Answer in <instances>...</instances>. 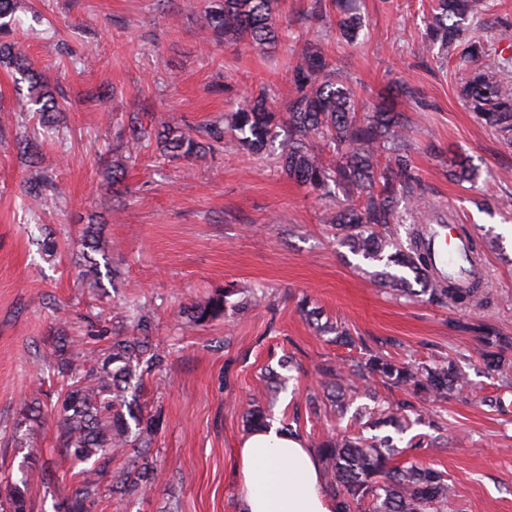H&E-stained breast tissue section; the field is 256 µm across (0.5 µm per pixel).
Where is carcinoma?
Listing matches in <instances>:
<instances>
[{"instance_id":"cac0c4a2","label":"carcinoma","mask_w":512,"mask_h":512,"mask_svg":"<svg viewBox=\"0 0 512 512\" xmlns=\"http://www.w3.org/2000/svg\"><path fill=\"white\" fill-rule=\"evenodd\" d=\"M477 0H434L425 19V47H439L476 62L462 88V98L484 125L512 143V84L504 81L501 63L485 58L483 43L467 35L464 21L474 11ZM340 13L337 26L347 42L358 39L361 17L345 0H333ZM279 0H210L204 10V31L224 35L234 43H245L261 51L275 48L280 41ZM11 69L29 83L27 100L42 114L40 126L49 131L50 114L60 105L50 89L47 76L31 67L27 56L11 41H0V66ZM296 95L284 108L275 106L267 89L251 94L246 104L227 116V128L237 135L242 149L251 154L264 152L278 131H288L281 144L279 166L288 178L324 195L336 187L345 199L330 215L336 238L349 251L370 262H382L383 285L409 300L423 298L430 303L457 308L481 306L488 291L482 281L460 286L453 276H435L426 248L428 225L410 227L408 244L397 237L398 201L403 197L418 205L422 200L418 179L410 163L411 118L395 111L389 102L372 107L358 96L353 85L336 75V69L321 45L307 41L292 66ZM155 138L162 151L173 156L202 158L214 144L224 139V131L209 132L202 142L192 133L165 126ZM457 181L476 179V168L464 160L450 171ZM87 253L84 276L90 285L100 280V263L91 253L100 252L99 240L88 230L84 235ZM397 272L391 273L389 269ZM237 294L226 288L208 300L191 306L187 321L203 326L226 317L229 297ZM300 311L321 333H332L339 344L355 343L342 324L321 323L320 308L303 298ZM149 317L133 323L136 334L114 336L106 352L74 365L67 339L58 337L50 370L62 385L53 403L59 428V445L65 458L84 465L81 479L71 493L58 502L56 512H95L100 498L99 478L108 473L110 461L121 453L132 458V465L111 476L109 491L120 498L148 494L157 469L150 464L147 451L163 425L161 413H143L135 405L138 387L144 378L160 374L166 356L149 338ZM453 329L471 331L482 341L481 359L485 368L505 383L512 382V337L502 336L487 322L450 324ZM327 377L339 376L342 382L331 386L326 398L336 411H347L348 391L374 382L397 388L409 387L433 402L448 399L468 386L466 375L452 359L433 361L397 360L369 352L348 376L326 364L319 368ZM412 405L376 403L355 413L372 429L392 427L397 434L407 430ZM247 427L256 429L267 422V412L258 398L244 407ZM319 455L331 476L327 491L336 497L340 512H357L362 505L368 512H448L453 487L445 472L417 459L393 466L391 459L401 453L392 436L331 433L319 444ZM27 476L0 483V512H29Z\"/></svg>"}]
</instances>
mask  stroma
<instances>
[{
    "mask_svg": "<svg viewBox=\"0 0 512 512\" xmlns=\"http://www.w3.org/2000/svg\"><path fill=\"white\" fill-rule=\"evenodd\" d=\"M309 0H279L283 37L262 53L247 44L202 42V0H18L14 35L36 71L46 74L63 112L58 136L43 138L38 168L24 161V132L39 116L18 109L14 74L0 68V479L31 474L32 512H54L76 480L62 463L50 412L21 422L36 389L53 393L45 363L58 335L76 361L106 347L101 329L126 336L128 308L150 316V336L167 355L162 378L144 383V409L161 410L164 425L149 459L161 477L146 497L103 498L97 512H237L232 465L246 437L240 404L266 397V377L294 356L274 418L299 417L302 440L314 447L336 422L331 407L310 412L321 392L322 364L351 367L364 348L420 360L454 358L468 392L439 404L448 444L425 458L455 490L452 512H512V388L480 360L471 332L449 330L467 311L392 295L376 265L340 246L327 222L332 202L284 175L273 158L241 150L234 133L204 159L162 156L155 138L128 160L118 136L129 117L150 133L163 126L209 124L267 86L278 106L295 93L291 65L305 40L327 46L336 70L361 83L370 102L392 81L409 83L416 104L412 160L432 207L423 218L456 213L484 244L492 295L477 315L512 336V145L481 124L461 87L470 65L422 48L423 16L433 0H356L364 38L340 42L335 12L307 15ZM495 60L512 59V0H480L467 22ZM479 168L475 182H452L460 158ZM124 167V193H113L108 166ZM51 178L53 205L27 191L35 172ZM100 228L109 267L101 285L78 279L86 225ZM58 245L55 256L42 244ZM235 286L228 319L190 328L185 306ZM311 297L326 318L348 324L361 343L341 346L319 335L297 309ZM54 480L43 484L41 468Z\"/></svg>",
    "mask_w": 512,
    "mask_h": 512,
    "instance_id": "1",
    "label": "stroma"
}]
</instances>
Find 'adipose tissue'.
Here are the masks:
<instances>
[{"instance_id":"obj_1","label":"adipose tissue","mask_w":512,"mask_h":512,"mask_svg":"<svg viewBox=\"0 0 512 512\" xmlns=\"http://www.w3.org/2000/svg\"><path fill=\"white\" fill-rule=\"evenodd\" d=\"M239 512H338L316 455L276 430L250 432L235 458Z\"/></svg>"}]
</instances>
